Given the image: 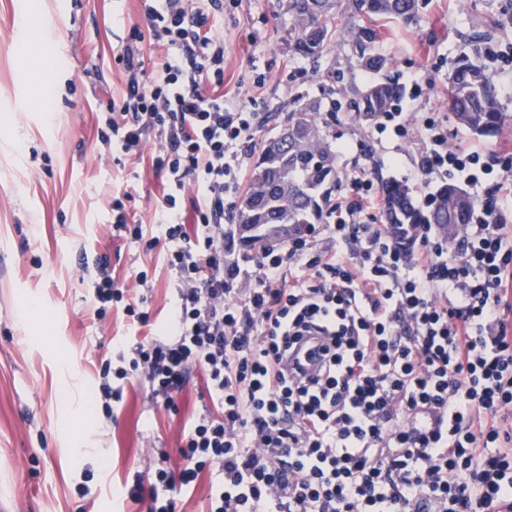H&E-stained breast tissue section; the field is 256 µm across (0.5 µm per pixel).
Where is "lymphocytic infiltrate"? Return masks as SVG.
Here are the masks:
<instances>
[{
  "label": "lymphocytic infiltrate",
  "instance_id": "f902f5d3",
  "mask_svg": "<svg viewBox=\"0 0 512 512\" xmlns=\"http://www.w3.org/2000/svg\"><path fill=\"white\" fill-rule=\"evenodd\" d=\"M119 63L126 90L110 100L101 140L138 154L156 135L165 178L153 230L132 221L130 192L112 199V235L164 247L175 279L172 327L144 338L99 373L104 412L141 377L153 403L172 409L202 370L210 404L190 424L171 469L149 462L129 497L147 512H178V496L209 466L221 479L207 512H512V335L501 317L512 277V171L474 142L427 119L411 131L409 100L379 114L378 135L422 143L424 180L489 184L470 223L449 241L417 227L405 248L385 222L386 199L362 168L334 199L330 221L226 271L224 197L238 194L263 117L252 83L247 105L225 98L224 0H144ZM162 53L147 70L139 48ZM196 222L185 226L184 207ZM117 285L108 259L96 274V314L122 306L148 326L141 292ZM322 333V366L306 380L282 362L307 333Z\"/></svg>",
  "mask_w": 512,
  "mask_h": 512
}]
</instances>
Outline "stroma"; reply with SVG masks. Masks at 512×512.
<instances>
[{"mask_svg": "<svg viewBox=\"0 0 512 512\" xmlns=\"http://www.w3.org/2000/svg\"><path fill=\"white\" fill-rule=\"evenodd\" d=\"M0 0V512H146L128 497L144 459L165 452L181 461L184 427L208 398L194 372L172 413L152 406L141 383L126 386L104 416L96 402L102 363L143 338L164 333L175 301L163 249L112 236V191L132 193L144 224L156 220L163 195L153 170L159 148L147 138L140 153L112 151L98 137L100 107L118 97L126 74L117 63L133 26L144 25L142 0ZM45 27L56 43L42 65L26 60L17 24ZM374 48L389 72L434 85L408 110L411 127L426 117L512 164V91L499 92L506 119L492 137L469 135L448 109V72L489 45L512 52V0H422L417 22L381 21ZM290 19L280 0H224V89L246 93L269 72L261 135L277 126L309 89L334 88L340 105L329 127L339 179L376 166L380 181L406 184L415 205L438 183L417 174L420 145L377 135L358 121L354 101L375 81L356 68L351 43L336 44L334 74L312 64L285 75L292 61ZM108 257L118 282L148 275V326L117 310L93 314L95 263Z\"/></svg>", "mask_w": 512, "mask_h": 512, "instance_id": "obj_1", "label": "stroma"}]
</instances>
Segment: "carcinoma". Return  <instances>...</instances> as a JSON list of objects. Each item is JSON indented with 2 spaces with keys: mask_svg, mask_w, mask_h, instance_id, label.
<instances>
[{
  "mask_svg": "<svg viewBox=\"0 0 512 512\" xmlns=\"http://www.w3.org/2000/svg\"><path fill=\"white\" fill-rule=\"evenodd\" d=\"M283 5L292 20L294 54L317 63L346 34L354 46L355 65L372 72L386 70L387 63L373 51L376 35L367 20L412 23L418 13V0H351L348 21L337 14L338 0H283ZM399 93L398 84L387 76L368 85L355 102L358 118L368 122L387 111ZM296 103L276 131L263 140L226 231L237 237L246 254L259 255L320 223L329 193L336 189V153L322 121V113H336V100L303 93ZM448 107L460 125L479 135L494 133L503 120L491 80L470 59L455 64L448 75ZM383 191L387 221L406 225V236L413 234L418 224H437L452 240L458 225L472 219L474 202L455 185L441 187L436 204L424 211L398 182L384 183Z\"/></svg>",
  "mask_w": 512,
  "mask_h": 512,
  "instance_id": "obj_1",
  "label": "carcinoma"
}]
</instances>
